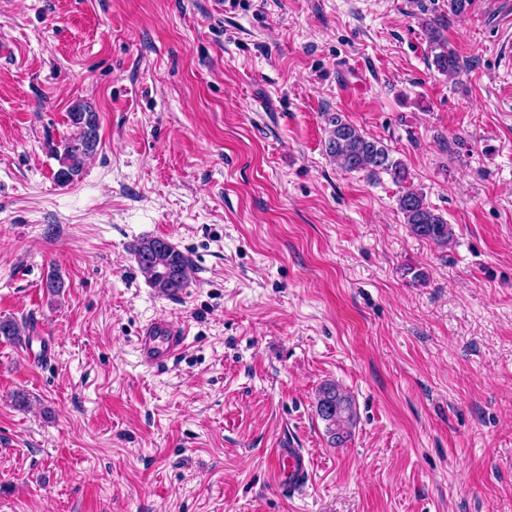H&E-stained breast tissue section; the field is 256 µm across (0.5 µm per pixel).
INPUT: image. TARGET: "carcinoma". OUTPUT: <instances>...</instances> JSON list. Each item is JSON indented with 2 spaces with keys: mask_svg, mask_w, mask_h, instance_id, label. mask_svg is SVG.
<instances>
[{
  "mask_svg": "<svg viewBox=\"0 0 512 512\" xmlns=\"http://www.w3.org/2000/svg\"><path fill=\"white\" fill-rule=\"evenodd\" d=\"M423 27L435 69L443 75L456 73L460 69V60L443 35L445 20L434 17L425 21ZM68 118L71 126L76 128L75 135L65 137L52 148L60 163L55 180L62 186L70 184L82 174L86 159L93 156L99 144L96 113L76 103L68 112ZM326 123L325 149L340 169L364 172L369 176L386 173L398 184L407 182L406 165L394 158L382 141L367 136L339 112L326 114ZM397 204L414 236L429 240L441 248L448 247L452 237L451 225L427 203L423 192L406 186L398 196ZM133 254L140 271L159 294L176 297L188 286L190 260L168 240L145 238L134 246ZM25 329L23 322L0 318V336L8 341H20ZM316 411L326 422L333 444L340 445L351 436L356 411L351 395L344 389L332 383L321 387L316 398Z\"/></svg>",
  "mask_w": 512,
  "mask_h": 512,
  "instance_id": "obj_1",
  "label": "carcinoma"
}]
</instances>
